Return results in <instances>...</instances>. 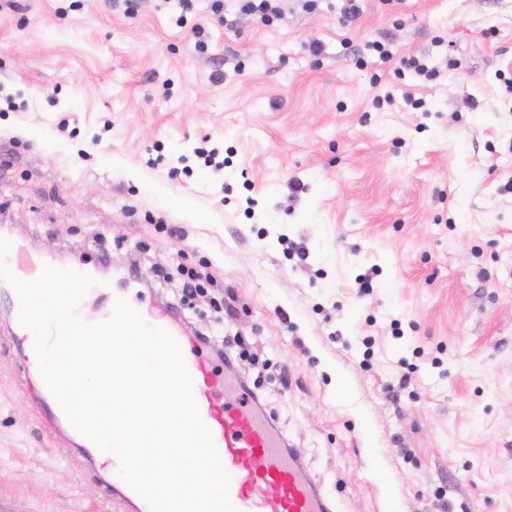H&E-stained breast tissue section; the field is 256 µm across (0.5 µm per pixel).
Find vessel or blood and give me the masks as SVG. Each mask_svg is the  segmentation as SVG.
<instances>
[{"mask_svg":"<svg viewBox=\"0 0 512 512\" xmlns=\"http://www.w3.org/2000/svg\"><path fill=\"white\" fill-rule=\"evenodd\" d=\"M6 263L22 280L43 270L42 263L17 245L11 246ZM136 309L150 326L172 332L181 347L201 419L210 429L222 464L231 476L229 499L237 512H329L316 486L249 406L246 391L220 381L197 353L195 338L176 331L168 317L143 302L137 303ZM36 392L51 425L66 423L46 384L38 383ZM80 457L91 472H104L103 494L108 503L119 504L121 512H149L147 503L120 477V462L114 453L84 449Z\"/></svg>","mask_w":512,"mask_h":512,"instance_id":"vessel-or-blood-1","label":"vessel or blood"}]
</instances>
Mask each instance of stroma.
Returning <instances> with one entry per match:
<instances>
[{
	"label": "stroma",
	"mask_w": 512,
	"mask_h": 512,
	"mask_svg": "<svg viewBox=\"0 0 512 512\" xmlns=\"http://www.w3.org/2000/svg\"><path fill=\"white\" fill-rule=\"evenodd\" d=\"M70 2L0 10V237L235 354L332 512H512V0ZM14 331L0 294V492L99 506ZM240 13L256 16L260 23L269 26L279 18L278 7L273 2L279 0H237Z\"/></svg>",
	"instance_id": "stroma-1"
}]
</instances>
